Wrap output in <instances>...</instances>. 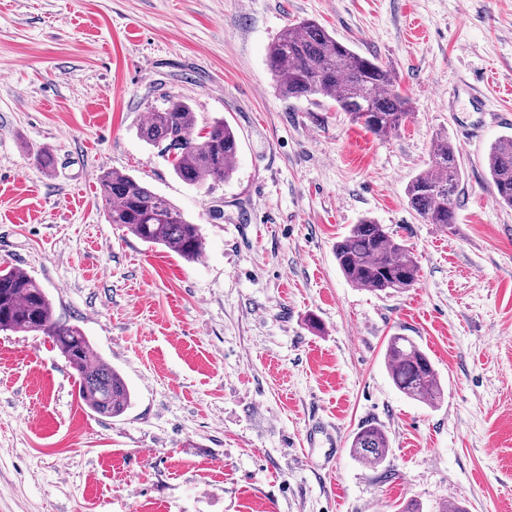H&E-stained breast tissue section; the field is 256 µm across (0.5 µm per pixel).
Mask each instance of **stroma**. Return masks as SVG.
Listing matches in <instances>:
<instances>
[{
	"label": "stroma",
	"instance_id": "stroma-1",
	"mask_svg": "<svg viewBox=\"0 0 512 512\" xmlns=\"http://www.w3.org/2000/svg\"><path fill=\"white\" fill-rule=\"evenodd\" d=\"M304 19L391 65L412 106L396 132L279 93L267 48ZM166 94L236 130L229 181L189 186L139 139ZM439 134L462 169L448 229L406 197ZM504 135L512 0H0V269L40 283L133 394L99 416L47 336L0 332V512H512V208L485 165ZM113 170L200 224L199 261L108 223ZM364 216L417 258L413 288L345 279L333 246ZM395 334L433 361L439 404L393 385ZM365 423L382 464L350 452ZM350 450L359 460L373 464H382L389 453V438L380 426L372 423L361 426L354 433Z\"/></svg>",
	"mask_w": 512,
	"mask_h": 512
}]
</instances>
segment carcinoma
Here are the masks:
<instances>
[{"mask_svg":"<svg viewBox=\"0 0 512 512\" xmlns=\"http://www.w3.org/2000/svg\"><path fill=\"white\" fill-rule=\"evenodd\" d=\"M266 62L284 96L327 99L378 138L398 130L411 112L409 98L401 93L387 65L375 56L357 53L314 20L285 28L268 47ZM138 134L148 145L164 146L172 157L174 174L188 185L209 190L235 172L237 133L222 119L198 128L196 112L178 96L163 98L162 106L150 111ZM432 154L434 168L418 173L407 184L406 196L410 208L425 223L446 229L456 223L455 189L461 169L448 136L434 138ZM486 163L495 201L512 207V136L490 148ZM100 190L111 204L109 223L186 261L203 256L200 225L142 181L114 170L101 177ZM333 251L343 276L356 288L390 295L418 281L417 258L370 217L351 225ZM0 331L48 336L76 372L80 397L94 413L118 417L131 405L132 394L123 376L99 358L78 326L54 318L48 294L19 268L0 270ZM385 361L402 393L431 405L441 400L437 370L413 339L400 334L390 337ZM350 450L359 460L380 465L388 456L389 438L383 428L365 424L354 433Z\"/></svg>","mask_w":512,"mask_h":512,"instance_id":"carcinoma-1","label":"carcinoma"}]
</instances>
